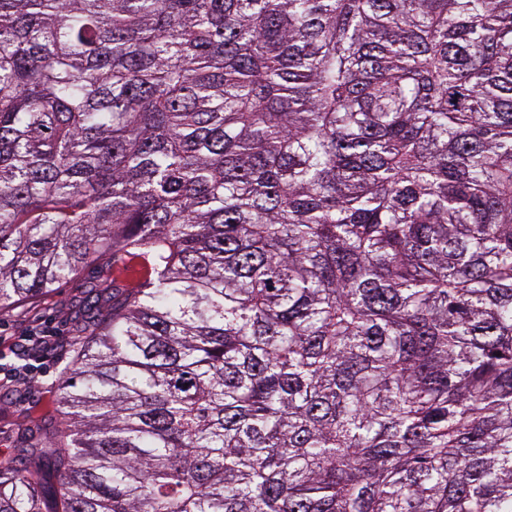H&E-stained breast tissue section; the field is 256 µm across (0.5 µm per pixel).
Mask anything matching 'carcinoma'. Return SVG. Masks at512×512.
I'll return each mask as SVG.
<instances>
[{"label":"carcinoma","mask_w":512,"mask_h":512,"mask_svg":"<svg viewBox=\"0 0 512 512\" xmlns=\"http://www.w3.org/2000/svg\"><path fill=\"white\" fill-rule=\"evenodd\" d=\"M118 252L0 512H512V0H0V313Z\"/></svg>","instance_id":"cac0c4a2"}]
</instances>
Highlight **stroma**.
Here are the masks:
<instances>
[{
	"label": "stroma",
	"mask_w": 512,
	"mask_h": 512,
	"mask_svg": "<svg viewBox=\"0 0 512 512\" xmlns=\"http://www.w3.org/2000/svg\"><path fill=\"white\" fill-rule=\"evenodd\" d=\"M104 274L100 265H89L71 281L0 315V336L18 339L40 329L54 335L51 347L37 353L33 371L17 373L0 388V454L13 451L35 420L54 415L57 384L71 356V314L84 298L83 283Z\"/></svg>",
	"instance_id": "1"
}]
</instances>
